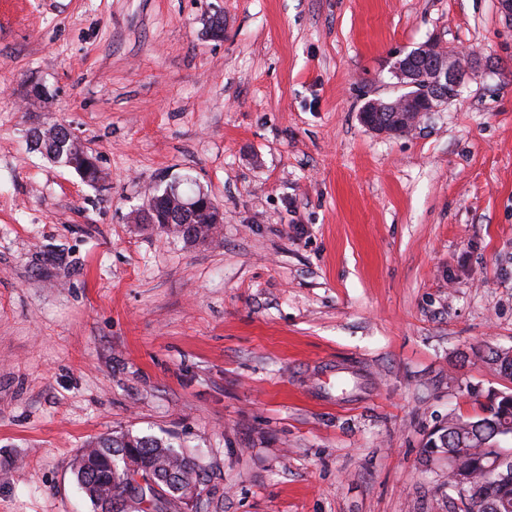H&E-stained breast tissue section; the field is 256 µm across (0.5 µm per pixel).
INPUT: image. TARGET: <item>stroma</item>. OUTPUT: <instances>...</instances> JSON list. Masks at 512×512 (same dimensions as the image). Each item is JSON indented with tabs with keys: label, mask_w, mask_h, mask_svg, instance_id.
I'll return each instance as SVG.
<instances>
[{
	"label": "stroma",
	"mask_w": 512,
	"mask_h": 512,
	"mask_svg": "<svg viewBox=\"0 0 512 512\" xmlns=\"http://www.w3.org/2000/svg\"><path fill=\"white\" fill-rule=\"evenodd\" d=\"M224 19L212 38L207 22ZM476 52L412 130L392 56ZM65 125L96 185L38 150ZM190 177L197 244L137 223ZM512 17L497 0H0V512H98L101 435L168 441L172 512H448L425 444L512 382ZM170 190V193L168 192ZM186 194L180 193L178 189H174V187H170L169 189L166 188L162 192L154 191L151 193V196L148 197L147 202L144 208H151L155 207L159 209H162V214L165 215L170 210L169 206L173 202L177 203L178 201H181ZM181 208L183 211H188V213H209L210 220L209 224H204V219L201 214H197L194 217H183L182 215L174 217V223L172 224L171 221L169 223L163 224L160 223L159 218L157 217V223L159 224L158 227L160 231L166 235H173L176 237H179L180 234H182L183 239L184 238V229H180L182 227V224H187V229H191L194 234H200L203 237H210V235L213 233V231L216 229L215 225L223 224L224 223V212L213 202V200L209 196L201 195L200 197L196 198H190L186 201H181ZM188 222V223H184ZM168 224H171L169 226Z\"/></svg>",
	"instance_id": "1"
}]
</instances>
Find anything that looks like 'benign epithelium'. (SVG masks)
<instances>
[{"instance_id": "benign-epithelium-1", "label": "benign epithelium", "mask_w": 512, "mask_h": 512, "mask_svg": "<svg viewBox=\"0 0 512 512\" xmlns=\"http://www.w3.org/2000/svg\"><path fill=\"white\" fill-rule=\"evenodd\" d=\"M391 72L397 77L398 85L406 93L391 101L370 99L360 109L361 123L379 134H392V130L381 128L375 122L378 112H397L403 118V130L408 131L432 112L440 109V102L448 93L460 91L471 66L457 53H451L434 41H426L408 52L394 56ZM181 208L190 213H207L210 223H224V212L208 196L193 197L181 202Z\"/></svg>"}]
</instances>
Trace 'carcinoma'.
<instances>
[{"instance_id":"cac0c4a2","label":"carcinoma","mask_w":512,"mask_h":512,"mask_svg":"<svg viewBox=\"0 0 512 512\" xmlns=\"http://www.w3.org/2000/svg\"><path fill=\"white\" fill-rule=\"evenodd\" d=\"M46 156L55 163L70 166L71 145L63 150L51 151L44 143ZM184 198L172 188L155 191L148 197L145 207L169 206ZM204 237L210 236L215 226L204 223L203 216H177L171 225L159 224L166 235L180 236L182 224ZM485 362L499 374L512 377V357L507 350L489 352ZM484 413L475 418L449 417L448 423L430 435L426 447L445 454L448 458L446 485L452 491L464 484L472 488L467 495H457L458 512H512V479L503 480L502 472L512 474V446L503 445L501 428L504 417L502 399L487 394ZM127 451L146 460L152 471L161 472L163 479L157 485L141 484L124 472L122 456ZM76 481L94 503L110 500L108 512H127L128 506L137 504L140 512H169L170 505L193 494L201 496L200 478L196 477L195 463L168 443L148 437L129 434L101 435L91 440L76 462Z\"/></svg>"}]
</instances>
